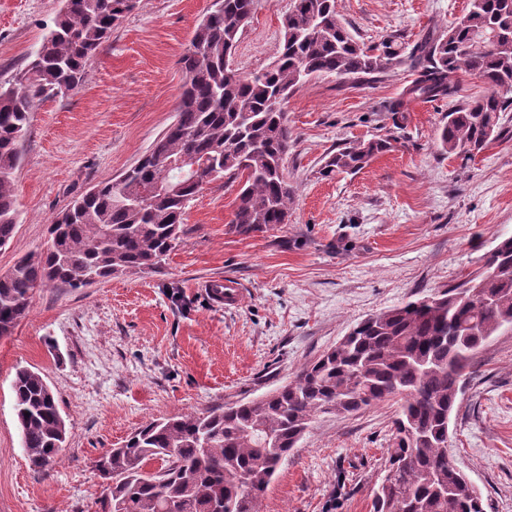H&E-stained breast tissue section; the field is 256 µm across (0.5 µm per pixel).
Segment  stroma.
Returning a JSON list of instances; mask_svg holds the SVG:
<instances>
[{"instance_id": "stroma-1", "label": "stroma", "mask_w": 512, "mask_h": 512, "mask_svg": "<svg viewBox=\"0 0 512 512\" xmlns=\"http://www.w3.org/2000/svg\"><path fill=\"white\" fill-rule=\"evenodd\" d=\"M469 0H336L365 44L404 49L443 30ZM294 0H257L233 60L270 65ZM63 0H0V82L38 48ZM210 0H138L91 59L82 86L32 112L14 174L19 213L0 274L40 252L53 218L118 177L174 122L179 59ZM398 68L358 80L312 75L286 104L295 142L287 223L244 238L228 230L235 184L214 181L183 214V242L158 272L130 270L85 288L36 289L0 338V512H101L93 461L138 427L245 402L294 378L357 321L464 281L497 239L512 236V111L503 137L474 159L445 154L448 112L485 87L460 73L456 95L393 103L413 80ZM402 100V99H401ZM395 147L354 175L321 177L327 154L375 136ZM231 280L235 306L206 284ZM51 386L68 436L58 460L32 469L12 381L18 367ZM394 402L318 416L282 463L262 512H373L392 438ZM448 452L485 512H512V332L475 354L452 411Z\"/></svg>"}]
</instances>
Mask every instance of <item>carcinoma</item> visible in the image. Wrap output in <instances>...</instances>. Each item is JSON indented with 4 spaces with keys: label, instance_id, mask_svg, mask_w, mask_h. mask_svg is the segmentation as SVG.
<instances>
[{
    "label": "carcinoma",
    "instance_id": "1",
    "mask_svg": "<svg viewBox=\"0 0 512 512\" xmlns=\"http://www.w3.org/2000/svg\"><path fill=\"white\" fill-rule=\"evenodd\" d=\"M137 0H64L34 59L0 83V247L13 237L14 173L30 114L84 81L86 66ZM256 0H212L180 58L185 83L175 121L135 166L77 197L49 226L46 249L0 275V337L28 312L33 292L83 288L129 270H159L181 242L187 202L225 178L239 186L229 231L249 237L288 223L295 194L284 158L293 144L285 104L304 73L361 79L404 65L415 78L405 95L435 101L457 93L466 72L484 93L448 113L444 153L469 160L503 134L512 107V0H469L446 31L431 32L404 53L392 39L371 49L341 21L336 0H295L283 21L278 59L242 75L226 67ZM392 138L356 140L328 155L324 178L357 173L390 151ZM198 169L182 175L165 163L183 154ZM167 187L153 189L159 177ZM512 323V236L457 286L375 314L303 365L294 380L255 400L151 422L94 461L110 479L101 512H261L283 460L327 408L343 414L398 402L387 478L373 512H484L482 499L448 457V419L474 352ZM22 448L36 470L51 466L66 422L37 371L12 381ZM162 462L163 483L146 473Z\"/></svg>",
    "mask_w": 512,
    "mask_h": 512
}]
</instances>
